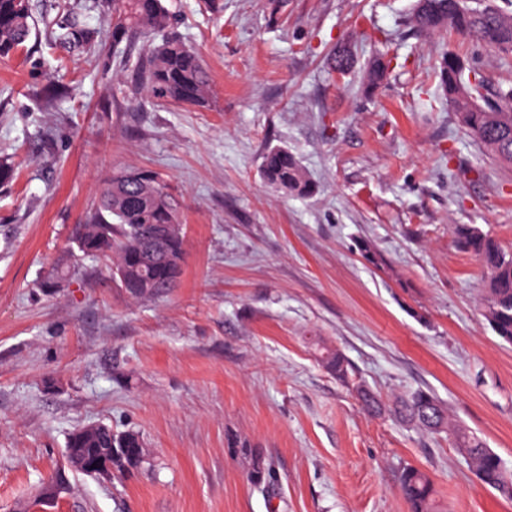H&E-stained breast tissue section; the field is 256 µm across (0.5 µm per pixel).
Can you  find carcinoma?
I'll list each match as a JSON object with an SVG mask.
<instances>
[{
	"mask_svg": "<svg viewBox=\"0 0 512 512\" xmlns=\"http://www.w3.org/2000/svg\"><path fill=\"white\" fill-rule=\"evenodd\" d=\"M112 32L130 42L160 37L135 62L136 79L128 96L143 92L175 104L200 106L209 97L211 77L197 53L175 33V18L162 0H112ZM417 37L432 38L454 32L465 39L512 54V8L497 0H415L408 19ZM33 29L29 0H0V57L24 46ZM45 35L56 46L73 48L98 63L115 60L107 43L81 26L70 15L45 24ZM352 52L336 48L332 70L347 75L354 68ZM392 60L375 56L364 72L362 91L370 94L387 79ZM465 61L447 51L434 69L444 99L456 112L462 126L499 162L512 166V85L505 88L486 78L481 70L470 69L463 77ZM264 180L297 195L310 190L306 174L295 157L283 148H270L263 157ZM457 244L471 253L484 273L480 301L483 316L495 335L512 343V250H507L476 224L453 228ZM74 243L86 256L112 260V278L134 300L152 298L174 287L182 274L184 234L175 200L164 181L150 170H124L112 174L95 209L75 228ZM58 266L39 287L48 294L65 281ZM322 366L337 380L352 381V367L339 350L319 348ZM361 407L380 411L374 392L363 384L353 386ZM399 417L427 434H448L457 452L477 478L487 487L512 498V470L485 441L451 419L438 398L418 390L400 399L394 409ZM69 448L84 449L95 464V472L112 469V477L134 473L148 461L146 443L134 429L115 430L108 425L93 432L75 429L67 441ZM228 453L248 463V479L265 493L274 478L271 466L264 465L261 449L249 440L229 434ZM400 491L409 512H435L434 489L428 476L414 467L403 469Z\"/></svg>",
	"mask_w": 512,
	"mask_h": 512,
	"instance_id": "cac0c4a2",
	"label": "carcinoma"
}]
</instances>
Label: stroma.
Instances as JSON below:
<instances>
[{
  "label": "stroma",
  "instance_id": "stroma-1",
  "mask_svg": "<svg viewBox=\"0 0 512 512\" xmlns=\"http://www.w3.org/2000/svg\"><path fill=\"white\" fill-rule=\"evenodd\" d=\"M65 1L117 56L142 48L113 41L112 0H30L36 35L0 58V153L16 168L0 187V512H44L35 497L70 432L96 423L140 431L153 464L122 482L68 473L52 512H408V466L437 512H512L446 436L365 412L315 348L339 349L383 402L430 391L512 469V345L486 324L482 269L451 230L512 248V167L440 101L448 43L408 35L413 0H165L210 73L201 106L126 97L132 71L48 46ZM341 44L357 59L342 78L328 69ZM381 48L399 66L369 98ZM271 147L310 194L262 179ZM133 167L160 175L186 231L177 285L141 301L72 242ZM61 263L68 288L44 294ZM229 433L262 448L269 494ZM400 491L409 512H435L434 489L428 476L414 467L403 469Z\"/></svg>",
  "mask_w": 512,
  "mask_h": 512
}]
</instances>
